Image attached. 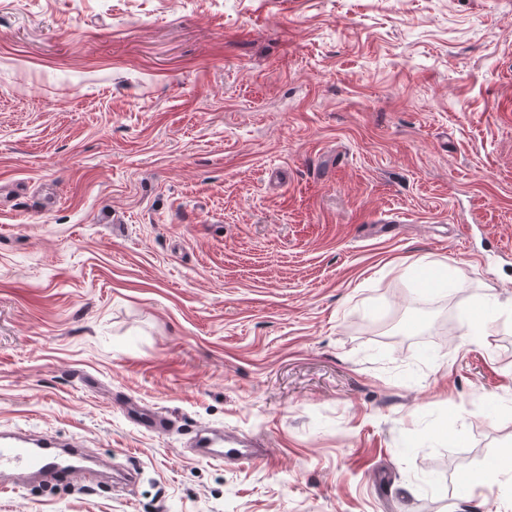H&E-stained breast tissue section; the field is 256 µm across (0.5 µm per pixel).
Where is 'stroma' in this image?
Wrapping results in <instances>:
<instances>
[{
	"label": "stroma",
	"instance_id": "35a3bbf8",
	"mask_svg": "<svg viewBox=\"0 0 512 512\" xmlns=\"http://www.w3.org/2000/svg\"><path fill=\"white\" fill-rule=\"evenodd\" d=\"M4 428L140 478L0 512H512V0H0ZM127 415L143 431L151 434H162L168 429L167 418L151 408L138 403H129L126 406ZM227 445V446H226ZM258 444L241 445L231 443L224 433L219 436L210 429H196L194 436V452L199 461H223L233 457L243 462H262L267 456L260 453Z\"/></svg>",
	"mask_w": 512,
	"mask_h": 512
}]
</instances>
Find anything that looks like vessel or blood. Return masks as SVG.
Masks as SVG:
<instances>
[{
  "label": "vessel or blood",
  "instance_id": "b4317fda",
  "mask_svg": "<svg viewBox=\"0 0 512 512\" xmlns=\"http://www.w3.org/2000/svg\"><path fill=\"white\" fill-rule=\"evenodd\" d=\"M128 416L143 431L162 434L168 429L166 417L137 403L126 406ZM194 452L199 461H221L232 457L243 462L264 461L256 446L229 442L210 429L196 430ZM91 454L78 443L62 444L47 437H36L16 431H0V491L10 483L28 482L42 476L60 483L86 479L91 470Z\"/></svg>",
  "mask_w": 512,
  "mask_h": 512
}]
</instances>
